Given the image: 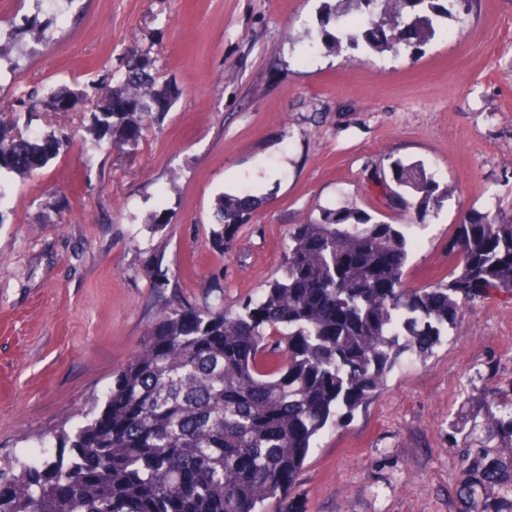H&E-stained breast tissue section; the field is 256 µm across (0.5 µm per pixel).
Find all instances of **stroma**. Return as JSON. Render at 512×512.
<instances>
[{
  "label": "stroma",
  "instance_id": "obj_1",
  "mask_svg": "<svg viewBox=\"0 0 512 512\" xmlns=\"http://www.w3.org/2000/svg\"><path fill=\"white\" fill-rule=\"evenodd\" d=\"M338 0H0V28L36 18L0 71V101L84 84L152 49L183 94L134 157L95 148L84 104L33 129L73 136L41 173L10 176L0 211V456L52 440L138 349L157 284L236 309L280 276L289 228L355 205L413 242L404 283L457 263L464 220L512 207V0H473L420 49L365 48L299 63L297 40L334 32ZM46 26L50 47L38 44ZM422 162L440 207L401 210L371 180ZM264 197L228 252L212 246L219 193ZM65 201L48 208L51 197ZM165 213V224L154 216ZM512 379V296L463 307L460 333L402 358L369 404L327 427L285 503L293 512H459L457 438L483 436L481 399Z\"/></svg>",
  "mask_w": 512,
  "mask_h": 512
}]
</instances>
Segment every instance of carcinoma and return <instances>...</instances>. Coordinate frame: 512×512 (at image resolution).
I'll list each match as a JSON object with an SVG mask.
<instances>
[{"instance_id": "obj_1", "label": "carcinoma", "mask_w": 512, "mask_h": 512, "mask_svg": "<svg viewBox=\"0 0 512 512\" xmlns=\"http://www.w3.org/2000/svg\"><path fill=\"white\" fill-rule=\"evenodd\" d=\"M368 18L329 13L336 34L300 58L364 45L418 48L459 19L472 0H357ZM13 34L0 36V69H14ZM151 47L73 89L35 86L0 123V175L30 176L70 144L63 130L26 131L38 112L90 106L88 134L135 154L151 123L180 98L152 73ZM374 182L402 209L443 202L424 166L401 159ZM260 205L246 191L216 198L213 246L231 248ZM459 262L448 276L408 288L404 234L353 207L327 208L288 233L282 274L237 310L174 292L157 309L138 350L100 399L74 410L56 435L61 451L32 463L0 457V512H264L282 500L314 439L366 405L408 353L431 351L458 327L462 305L491 291L512 294V213L474 217L451 238ZM484 426L512 442V380L484 403ZM457 492L466 512H512V452L467 437Z\"/></svg>"}]
</instances>
